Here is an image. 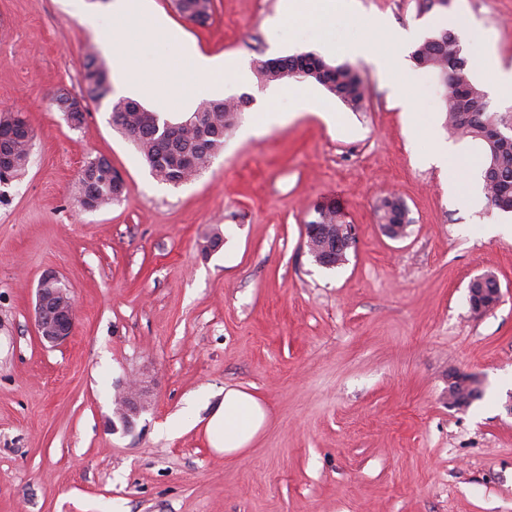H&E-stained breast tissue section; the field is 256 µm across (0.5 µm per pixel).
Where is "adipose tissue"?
Returning a JSON list of instances; mask_svg holds the SVG:
<instances>
[{
  "label": "adipose tissue",
  "mask_w": 512,
  "mask_h": 512,
  "mask_svg": "<svg viewBox=\"0 0 512 512\" xmlns=\"http://www.w3.org/2000/svg\"><path fill=\"white\" fill-rule=\"evenodd\" d=\"M133 29L145 42L161 37L164 26L152 11L151 0H139L134 12L128 9L125 0H117L112 7L106 46L112 67L123 76L126 86L137 88L146 98L163 97L175 110L189 106L196 86H204L212 95L223 92L227 69L223 56H207L184 44L176 52L157 54L150 72H142L133 61L128 40ZM372 34L371 46L357 48V55L371 61L380 72L415 79L416 72L403 52L410 40L409 33L390 29L385 21L379 20L373 23ZM267 419L266 407L253 393L230 387L225 389L223 402L206 424L207 437L217 453L233 458L251 448Z\"/></svg>",
  "instance_id": "1"
}]
</instances>
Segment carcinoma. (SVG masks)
Masks as SVG:
<instances>
[{"label":"carcinoma","mask_w":512,"mask_h":512,"mask_svg":"<svg viewBox=\"0 0 512 512\" xmlns=\"http://www.w3.org/2000/svg\"><path fill=\"white\" fill-rule=\"evenodd\" d=\"M412 59L417 66L435 72L443 85L450 133L485 146L482 176L488 200L494 208L512 212V135L504 134L493 142L487 141V127L503 123V118L490 109L486 92L471 79L460 36L452 29L443 28L419 43L412 52ZM318 61L329 70L334 83L329 92L351 111H363L369 92L360 74L347 63L333 65L321 57ZM257 72L266 83L288 78L282 68L270 65L267 60L258 62ZM83 82L88 98L93 101L107 99L112 93L109 67L94 52L85 57ZM131 103L130 98L110 101L112 122L134 141L153 177L177 187L206 169L223 148L224 135L232 126L233 116L244 104V97L201 102L195 109L200 118L199 125L180 130L170 129L168 121L159 113L145 107L133 109ZM0 148L13 157L10 176L16 177L28 163L30 144L13 140L5 130L0 134ZM114 173L115 170L110 168L95 177V199L100 206L118 200L112 184ZM396 208V201L387 196L376 204L379 218L385 223L394 222ZM314 212L320 215V223L327 225L329 233L312 240L310 253L328 255L332 262L342 264L346 253L334 250L336 227L343 225L340 208L332 201L318 202Z\"/></svg>","instance_id":"cac0c4a2"}]
</instances>
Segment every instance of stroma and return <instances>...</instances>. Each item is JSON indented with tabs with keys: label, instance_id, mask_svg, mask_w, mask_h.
<instances>
[{
	"label": "stroma",
	"instance_id": "35a3bbf8",
	"mask_svg": "<svg viewBox=\"0 0 512 512\" xmlns=\"http://www.w3.org/2000/svg\"><path fill=\"white\" fill-rule=\"evenodd\" d=\"M420 4L355 0L317 24L289 20L288 0H213L201 26L174 0H152L178 38L143 47L130 33L141 70L181 40L249 72L313 52L370 88L353 112L304 81L317 110L300 113L288 80L226 76L225 97L249 103L212 163L173 187L153 178L108 104L87 102L78 128L54 104L60 88L84 96V56L102 48L70 0H0V113L25 112L34 133L25 170L0 184V512H512V240L489 232L512 213L464 204L484 149L449 133L434 72L408 85L409 114L392 78L349 53L372 19L424 39L445 16L482 86L491 64L512 67V0ZM265 108L279 121L252 132ZM440 142L463 177L421 162ZM101 155L125 189L87 212L76 182ZM387 194L411 219L396 241L375 211ZM324 199L357 236L330 269L303 232ZM216 232L221 248L203 253ZM48 271L77 299L74 334L54 347L35 328ZM483 273L504 299L477 315L468 284ZM455 373L480 382L465 409L448 402ZM132 379L149 406L111 428ZM230 386L254 391L268 422L227 460L205 423ZM186 409L193 423L170 435Z\"/></svg>",
	"mask_w": 512,
	"mask_h": 512
}]
</instances>
